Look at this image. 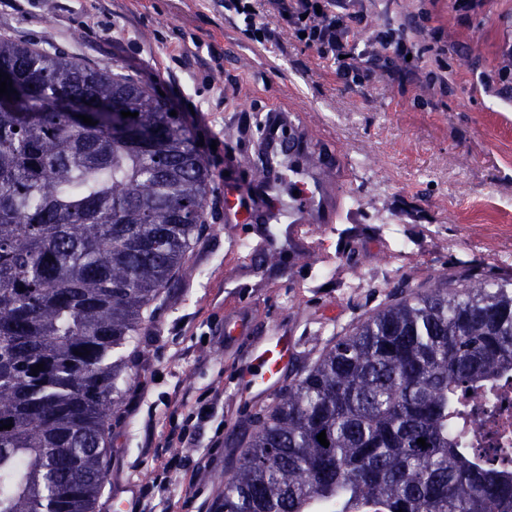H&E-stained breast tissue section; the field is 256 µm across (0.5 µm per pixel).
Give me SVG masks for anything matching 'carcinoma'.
<instances>
[{
	"mask_svg": "<svg viewBox=\"0 0 512 512\" xmlns=\"http://www.w3.org/2000/svg\"><path fill=\"white\" fill-rule=\"evenodd\" d=\"M0 69L33 87L0 97V512H96L119 351L194 276L210 177L111 67L0 37ZM63 97L101 111L87 125ZM114 106L138 113L120 132ZM397 294L250 413L216 512H512V447L497 462L455 425L461 392L488 405L512 377V281L467 268L460 290Z\"/></svg>",
	"mask_w": 512,
	"mask_h": 512,
	"instance_id": "carcinoma-1",
	"label": "carcinoma"
}]
</instances>
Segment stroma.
Listing matches in <instances>:
<instances>
[{
  "label": "stroma",
  "instance_id": "1",
  "mask_svg": "<svg viewBox=\"0 0 512 512\" xmlns=\"http://www.w3.org/2000/svg\"><path fill=\"white\" fill-rule=\"evenodd\" d=\"M366 7L395 26L430 8L446 50L426 53L421 68L447 71V95L423 104L417 83L389 74L346 86L291 39L251 41L225 22L220 0H0L1 37L111 66L162 92L199 140L211 178L207 230L188 255L196 275L161 294L124 350L132 369L110 426L96 512H114L118 496L134 502L147 486L148 512H213L224 494L234 441L255 407L233 383L244 353L224 349L241 239L238 225L224 221V185L246 193L259 180L253 146L269 106L291 109L315 142V155H297L300 166L333 167L343 216L312 229L303 257L285 251L271 264L253 256L256 335L288 330L311 358L390 303L400 281L422 290L470 266L512 277V87L496 79L512 44V0H486L465 21L449 0ZM359 277L363 287H353ZM202 400L210 412L196 440L177 451L183 468L155 487V445Z\"/></svg>",
  "mask_w": 512,
  "mask_h": 512
}]
</instances>
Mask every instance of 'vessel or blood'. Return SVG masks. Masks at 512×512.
I'll return each mask as SVG.
<instances>
[{
    "label": "vessel or blood",
    "instance_id": "obj_1",
    "mask_svg": "<svg viewBox=\"0 0 512 512\" xmlns=\"http://www.w3.org/2000/svg\"><path fill=\"white\" fill-rule=\"evenodd\" d=\"M256 149L269 175L256 186L255 195L239 194L234 187L224 189V220L248 229L257 252L279 249L283 240L299 249L309 246L308 228L314 224L338 221L342 197L337 185L320 180L288 182L283 162L290 152H308L310 144L294 114L272 107L261 124ZM254 320L247 299L234 298L224 313V345L234 348L252 335ZM297 350V340L287 333H276L257 340L250 368L242 385L260 397L277 387Z\"/></svg>",
    "mask_w": 512,
    "mask_h": 512
}]
</instances>
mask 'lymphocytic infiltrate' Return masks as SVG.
<instances>
[{
    "mask_svg": "<svg viewBox=\"0 0 512 512\" xmlns=\"http://www.w3.org/2000/svg\"><path fill=\"white\" fill-rule=\"evenodd\" d=\"M224 17L257 44H273L284 35L302 43L349 85L397 67L423 74L429 91L448 87L447 76L419 70L427 42L442 39L441 28L429 26L425 14L411 27H390L373 23L364 0H224Z\"/></svg>",
    "mask_w": 512,
    "mask_h": 512,
    "instance_id": "lymphocytic-infiltrate-1",
    "label": "lymphocytic infiltrate"
}]
</instances>
